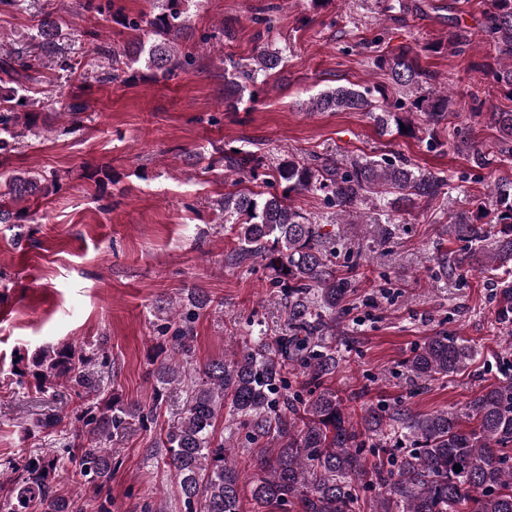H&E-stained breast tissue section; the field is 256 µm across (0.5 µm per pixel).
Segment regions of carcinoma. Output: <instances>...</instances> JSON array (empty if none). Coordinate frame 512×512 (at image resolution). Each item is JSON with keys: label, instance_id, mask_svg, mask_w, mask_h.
Returning a JSON list of instances; mask_svg holds the SVG:
<instances>
[{"label": "carcinoma", "instance_id": "1", "mask_svg": "<svg viewBox=\"0 0 512 512\" xmlns=\"http://www.w3.org/2000/svg\"><path fill=\"white\" fill-rule=\"evenodd\" d=\"M191 0H153L157 12L121 16V24L137 35L123 47H96L110 67L93 72L98 83L117 82L127 61H144L150 76L169 78L195 65L194 52L182 47ZM477 32L497 52L493 82L512 96V0H489L481 12ZM474 31L458 19L448 20V39L424 47L429 52L456 54L469 44ZM34 48L43 57L57 50L56 22L47 19L35 35ZM282 51L260 50L254 63L229 61L224 70V103L233 108L248 85L276 69ZM389 75L398 97L352 86H338L309 99L312 112L356 111L370 116L378 129L415 132V119L428 125L427 147L445 141L435 126L450 114L468 108L480 116L478 93L469 100L453 98L434 87L436 77L420 65L412 46H399L374 59ZM19 89L1 87L0 156L24 138L39 135L41 113L18 110ZM73 123L83 121L84 103L74 95L65 104ZM497 137L477 145L470 133L449 134L456 150L476 168H488L501 157L512 156V110L488 113ZM225 168L256 178L268 170L267 157L244 148L220 151ZM281 193L236 191L224 195V222L230 225L237 246L231 260L264 261L274 272L287 314L285 332L257 336L229 359L194 363L193 323L211 299L194 289L188 303L168 302V310L181 326L156 368L152 402L124 405L106 389L94 354L83 347L63 344L41 349L30 358H18L12 374L39 395H57L68 389L84 401L73 438L84 432L95 442L81 449L76 476L98 491L111 480L114 466L109 445L135 418L155 421L168 391L186 395L179 416L167 421L154 445L164 451V464L179 486L185 512H239L237 446L233 435H216L220 419L245 433L253 445L247 464L253 470L250 493L268 512H512V378L489 385L459 411L421 414L400 403L388 409L368 407L361 422L344 412L343 399L320 386L336 373V318L348 310L355 288L353 273L365 259L362 252L348 270L336 268L338 227L361 224V207L371 205L373 237L384 242L392 235L391 211L408 212L429 206L445 195L447 178L422 170L408 159L320 154L292 155L273 169ZM49 192L47 179L16 174L0 191V224H23L29 208L24 203ZM315 193L331 211L314 216L295 208L292 197ZM492 209L482 206L455 216L448 226L451 239L470 244L457 256L438 254L439 268L452 275L469 267L500 270L493 290L498 323L512 328V179L490 186ZM472 346L448 335L432 336L402 362L409 384L415 388L445 378L469 365ZM412 440L400 450L372 446L379 462L364 457L369 440L397 433ZM462 466L460 472L453 467ZM60 458L50 454L29 456L14 487L0 499V512H111L104 502L75 504L58 494L53 482Z\"/></svg>", "mask_w": 512, "mask_h": 512}]
</instances>
